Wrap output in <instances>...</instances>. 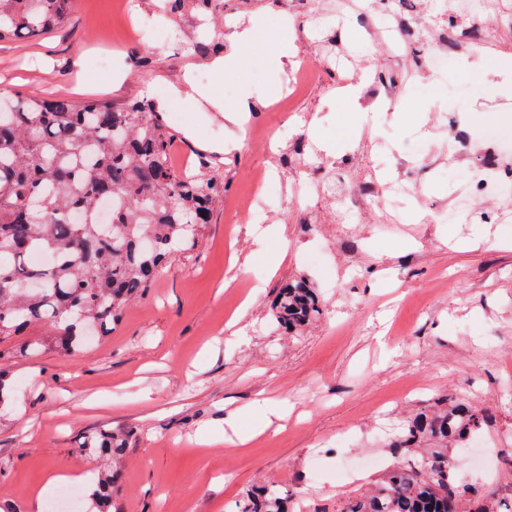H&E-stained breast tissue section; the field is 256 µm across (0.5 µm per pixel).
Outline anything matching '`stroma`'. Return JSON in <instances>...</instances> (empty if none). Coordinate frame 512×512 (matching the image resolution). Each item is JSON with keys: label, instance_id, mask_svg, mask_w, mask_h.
I'll use <instances>...</instances> for the list:
<instances>
[{"label": "stroma", "instance_id": "35a3bbf8", "mask_svg": "<svg viewBox=\"0 0 512 512\" xmlns=\"http://www.w3.org/2000/svg\"><path fill=\"white\" fill-rule=\"evenodd\" d=\"M156 39L125 38L103 50L95 28L124 36L112 0H76L65 25L38 38L0 41V89L20 99L99 98L122 108L161 96L194 68L208 84L207 53L185 49L197 19L157 14V0H132ZM337 5L330 33L343 65H327L291 115L275 105L296 60L317 50L315 12ZM440 0H226L211 34L225 42L232 23L262 19L265 33L225 75L236 105L249 93L252 122L274 123L268 145L221 113L170 102L162 118L179 136L176 150L236 142L213 172L224 184L195 245L173 254L148 291L92 347L63 354L47 327L31 325L0 340V512H45L52 470L121 483L110 512H238L261 485L276 486L304 512H339L346 496L381 480L395 465L382 425H401L454 393L495 418L482 433L493 446L491 474L455 459L457 477L488 483L512 500V221L495 217L512 199L486 195L445 219L477 176L474 158L494 152L482 133L512 130V0L460 25L482 27L486 44L458 50L446 85L423 64L421 48L443 29ZM406 14L424 16L419 43L404 44ZM394 87L372 95L376 75ZM352 85L356 98L340 89ZM192 137H185V129ZM312 146L320 167L304 172L296 146ZM268 170L275 234L257 237L245 215L225 205ZM335 178L359 213L339 224L335 206L315 191L294 196L296 180ZM313 285L321 313L300 335L279 329L273 305L294 279ZM44 340L21 358V346ZM288 408L284 424L271 409ZM108 430L126 438L120 459L89 458L83 436ZM248 437L238 446L237 437ZM379 459L350 480L342 455Z\"/></svg>", "mask_w": 512, "mask_h": 512}]
</instances>
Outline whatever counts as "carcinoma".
<instances>
[{
  "mask_svg": "<svg viewBox=\"0 0 512 512\" xmlns=\"http://www.w3.org/2000/svg\"><path fill=\"white\" fill-rule=\"evenodd\" d=\"M73 0H0V41L38 37L66 21ZM190 6L206 18L224 0H164L172 18ZM0 338L32 323L48 324L68 353L100 340L132 300L144 295L169 255L192 246L199 227L224 198L209 174L185 175L169 160L177 136L148 101L123 109L67 98L21 103L0 95ZM112 202V223L72 220ZM38 251L47 263L31 264ZM277 318L298 330L320 313L319 299L302 281L286 284ZM492 413L453 395L407 421L389 447L406 463L370 491L348 498L338 512H512V501L457 481L448 445L464 448L489 427ZM82 449L114 457L122 445L110 432L87 435ZM117 477H100L92 504L104 508ZM242 512H288L273 487L257 489Z\"/></svg>",
  "mask_w": 512,
  "mask_h": 512,
  "instance_id": "1",
  "label": "carcinoma"
}]
</instances>
